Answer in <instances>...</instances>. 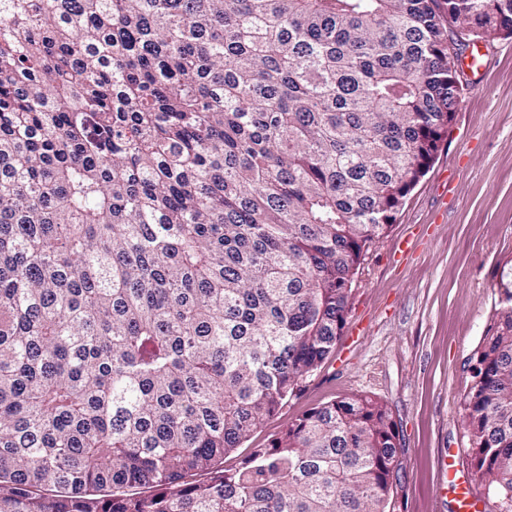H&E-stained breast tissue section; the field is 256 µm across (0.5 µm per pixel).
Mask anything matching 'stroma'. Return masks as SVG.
I'll return each instance as SVG.
<instances>
[{"label":"stroma","instance_id":"obj_1","mask_svg":"<svg viewBox=\"0 0 512 512\" xmlns=\"http://www.w3.org/2000/svg\"><path fill=\"white\" fill-rule=\"evenodd\" d=\"M484 43V66L465 72L431 167L363 258L342 338L300 391L224 456V468L312 408L367 395L399 430L396 512H453L443 475L449 455L474 495L472 512H497L467 467L461 406L467 359L494 313L495 276L512 261V38Z\"/></svg>","mask_w":512,"mask_h":512}]
</instances>
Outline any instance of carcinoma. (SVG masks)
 Here are the masks:
<instances>
[{
  "label": "carcinoma",
  "instance_id": "obj_1",
  "mask_svg": "<svg viewBox=\"0 0 512 512\" xmlns=\"http://www.w3.org/2000/svg\"><path fill=\"white\" fill-rule=\"evenodd\" d=\"M512 0H0V512H395L384 404L218 461L329 357ZM463 398L512 512V265Z\"/></svg>",
  "mask_w": 512,
  "mask_h": 512
}]
</instances>
